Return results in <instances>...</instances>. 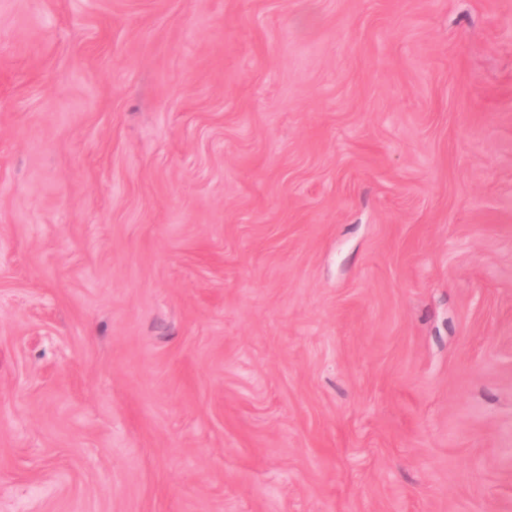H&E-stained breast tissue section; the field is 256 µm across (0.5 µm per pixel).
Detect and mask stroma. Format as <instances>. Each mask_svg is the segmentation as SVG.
I'll return each instance as SVG.
<instances>
[{
	"label": "stroma",
	"instance_id": "stroma-1",
	"mask_svg": "<svg viewBox=\"0 0 512 512\" xmlns=\"http://www.w3.org/2000/svg\"><path fill=\"white\" fill-rule=\"evenodd\" d=\"M0 512H512V0H0Z\"/></svg>",
	"mask_w": 512,
	"mask_h": 512
}]
</instances>
